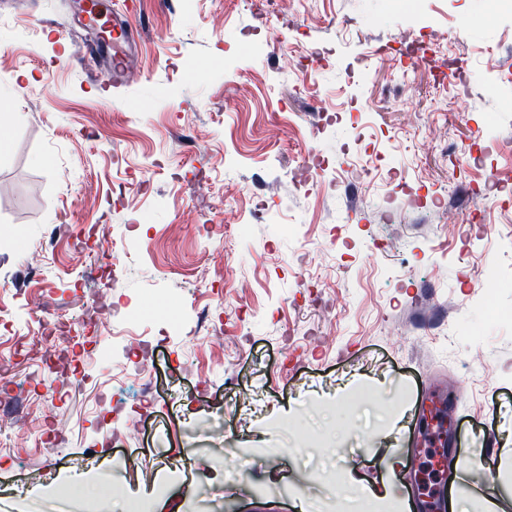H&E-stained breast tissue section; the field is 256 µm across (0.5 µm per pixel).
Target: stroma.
<instances>
[{"label": "stroma", "instance_id": "stroma-1", "mask_svg": "<svg viewBox=\"0 0 512 512\" xmlns=\"http://www.w3.org/2000/svg\"><path fill=\"white\" fill-rule=\"evenodd\" d=\"M423 5L438 42L406 73L394 46L409 19L392 0H304L276 15L267 0H110L147 30L117 93L74 58L72 0L0 12V306L12 315L0 323L12 360L0 486L26 488L0 512L32 496L43 512H100L104 496L113 512H295L298 499L339 496L330 473L344 460L404 505L435 407L453 432L449 485L468 465L485 486L512 460V287L485 276L512 279V205L484 185L487 168L512 170L489 148L512 138V80L487 72L491 60L512 71V17L495 0ZM447 65L464 98L443 88ZM375 153L402 184L358 180ZM311 155L337 189L304 177ZM436 191L479 222L449 231ZM387 208L399 223H380ZM75 227L124 244L112 337L60 342L78 390L22 350L40 319L100 290ZM210 322L222 342L206 340ZM143 375L156 398L137 394ZM30 421L61 450L54 482L46 454L16 434ZM171 453L186 468L165 465ZM391 455L403 462L393 474ZM232 466L243 476L228 487Z\"/></svg>", "mask_w": 512, "mask_h": 512}]
</instances>
